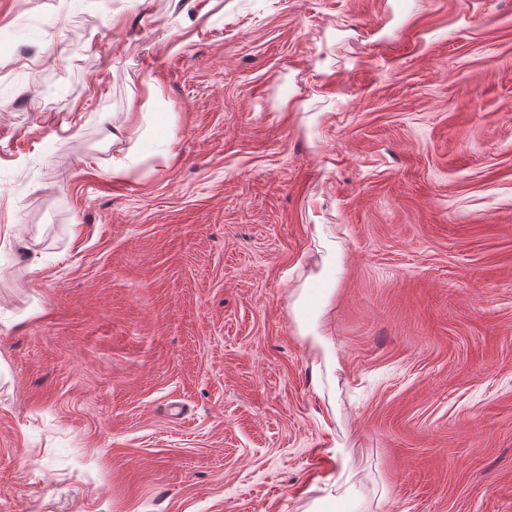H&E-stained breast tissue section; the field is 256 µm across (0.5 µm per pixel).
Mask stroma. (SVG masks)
<instances>
[{
    "instance_id": "obj_1",
    "label": "stroma",
    "mask_w": 512,
    "mask_h": 512,
    "mask_svg": "<svg viewBox=\"0 0 512 512\" xmlns=\"http://www.w3.org/2000/svg\"><path fill=\"white\" fill-rule=\"evenodd\" d=\"M0 30V512H512V0ZM324 225L318 224L314 226V232L318 237H323L326 255L324 256V271L326 274L324 283L327 288L326 291L330 292L336 284L338 274L342 269L341 255L336 249V242L328 240L324 236Z\"/></svg>"
}]
</instances>
